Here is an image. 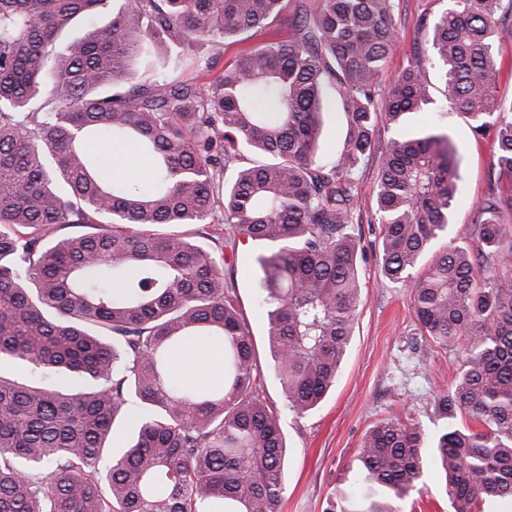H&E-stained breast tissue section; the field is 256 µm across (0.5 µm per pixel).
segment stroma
<instances>
[{
    "mask_svg": "<svg viewBox=\"0 0 512 512\" xmlns=\"http://www.w3.org/2000/svg\"><path fill=\"white\" fill-rule=\"evenodd\" d=\"M448 4L449 0H395L397 43L378 79L380 86H387L408 65L415 48L425 44L422 19L440 15ZM243 49L242 43L221 39L176 45L166 55L136 59L122 80L134 83L149 70L168 79L206 84L220 76ZM448 127L459 147L461 180L449 233L440 245L468 247L472 241L465 232L475 220L473 204L486 194L497 159L490 140L472 136L467 117L452 114ZM378 169L379 162L373 158L355 176L353 231L363 258L362 302L353 341L335 387L312 412L299 416L282 409L280 388L268 369V320L257 302L254 268L262 244L239 240L224 250V278L253 332L264 396L268 404L282 410L280 424L289 451L281 512H327L331 495L354 486V458L366 431L380 418L400 416L418 424L429 438L449 423L475 432L480 429L468 414L458 413L448 420L434 410L433 399L450 388L462 365L461 356L421 335L406 288L388 280L381 270ZM401 510L449 512L438 471H426L421 489L402 501Z\"/></svg>",
    "mask_w": 512,
    "mask_h": 512,
    "instance_id": "obj_1",
    "label": "stroma"
}]
</instances>
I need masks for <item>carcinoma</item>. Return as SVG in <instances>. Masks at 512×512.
I'll return each instance as SVG.
<instances>
[{"instance_id":"obj_1","label":"carcinoma","mask_w":512,"mask_h":512,"mask_svg":"<svg viewBox=\"0 0 512 512\" xmlns=\"http://www.w3.org/2000/svg\"><path fill=\"white\" fill-rule=\"evenodd\" d=\"M283 2L0 0V363L30 376L0 370V512H280L286 438L216 250L228 227L267 245L256 279L270 366L286 407L317 408L355 331L354 174L375 154L382 272L408 288L421 335L465 353L434 405L483 430L451 425L430 442L379 419L344 512H395L383 501L431 467L451 512L512 504V104L497 96L495 55L512 0H450L384 91L394 0H299L287 39L271 26ZM77 18L90 31L57 50ZM254 37L212 83H117L150 51ZM435 66L452 109L498 152L474 252L437 250L460 181L444 127L375 148L379 124L398 129L431 103ZM332 88L349 124L322 161ZM242 150L259 160L226 176ZM140 156L148 176L107 174ZM198 340L220 350L217 386L173 379L172 355ZM132 403L134 433L109 456Z\"/></svg>"}]
</instances>
